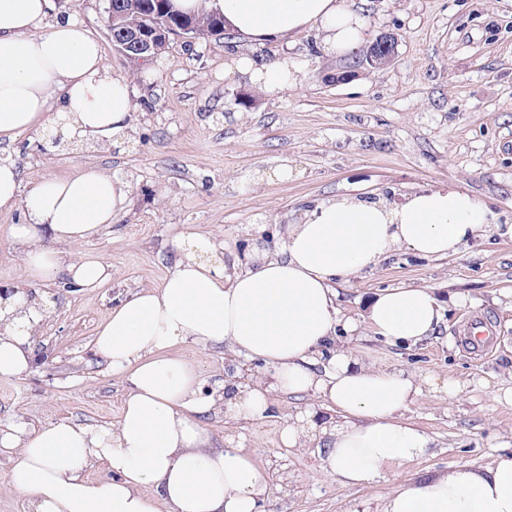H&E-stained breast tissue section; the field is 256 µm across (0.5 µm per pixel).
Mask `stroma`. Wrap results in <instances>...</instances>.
<instances>
[{
	"label": "stroma",
	"mask_w": 512,
	"mask_h": 512,
	"mask_svg": "<svg viewBox=\"0 0 512 512\" xmlns=\"http://www.w3.org/2000/svg\"><path fill=\"white\" fill-rule=\"evenodd\" d=\"M368 13L367 41H396L391 63L350 67L348 56L324 54L315 34L255 55H285L301 68L299 86L269 95L248 79L224 73L234 48L224 39L174 41L140 68L107 35L103 0H53L49 22L71 18L101 45L103 63L125 75L134 91L126 143L95 150L74 145L59 121L0 138V162L15 163L22 189L98 166L124 180L129 203L81 247L112 265L111 282L68 292L41 286L54 320L46 335L54 373L32 368L0 380V423L67 418L117 422L127 394L123 379L92 359L94 340L112 309L128 295L159 287L172 270L182 235L224 247V260L243 270L257 242L280 244L287 225L316 203L345 196L386 203L431 188L454 186L485 200L496 221L458 253L425 258L393 250L374 269L336 282L340 319L356 321L337 347L421 376L459 380L457 396L425 390L404 416L433 440L430 453L385 467L368 486L328 478L317 448H290L288 423L325 415L320 400L279 393L269 417L236 429L240 448L272 483L266 512H379L383 497L414 476L459 464L489 465L512 451V12L499 0H350ZM60 137L58 149L39 144ZM22 207L0 209V286L28 282L11 240ZM411 284L432 289L442 320L434 336L412 347L376 338L362 320L380 290ZM488 314L498 338L486 356L463 350L456 332L466 318ZM203 384L224 377L239 356L222 347L173 348Z\"/></svg>",
	"instance_id": "35a3bbf8"
}]
</instances>
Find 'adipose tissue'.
<instances>
[{
  "mask_svg": "<svg viewBox=\"0 0 512 512\" xmlns=\"http://www.w3.org/2000/svg\"><path fill=\"white\" fill-rule=\"evenodd\" d=\"M173 7L221 16L226 33L249 45L313 30L326 53L341 54L364 37L362 12L346 0H173ZM50 11L51 0H0V135L33 128L54 106L81 137L126 136L128 79L104 66L99 43L77 22L43 30ZM225 71L271 95L301 82L300 68L285 57L241 56ZM21 184L16 165L0 164V208L25 207L26 223L13 225L10 236L31 278L62 275L91 289L111 280L106 261L84 253L66 259L59 249L82 245L111 224L127 203L128 184L94 166L27 193ZM493 221L485 202L452 187L395 204L344 197L306 212L289 225L280 252L251 255L241 273L213 260L210 238L186 236L162 285L113 309L95 339L109 371L128 383L120 419L0 424L7 487L26 499L29 512H264L267 475L234 436L215 447L203 419L220 409L227 423L242 426L266 417L279 391L314 396L331 410L321 428L291 423L281 439L291 448L318 444L322 469L343 485H369L383 468L425 456L429 436L404 418L423 394V378L348 349L317 367L313 356L334 341L339 323L333 284L400 246L426 257L456 253ZM49 314L44 302L23 294L0 299V379L29 369L31 328ZM367 321L386 341L415 344L434 333L440 306L431 289L390 288L369 301ZM188 342L262 361L273 379L230 377L204 394L196 371L167 354ZM97 468L111 479L91 478ZM380 510L512 512V451L486 467L417 476L386 494Z\"/></svg>",
  "mask_w": 512,
  "mask_h": 512,
  "instance_id": "obj_1",
  "label": "adipose tissue"
}]
</instances>
